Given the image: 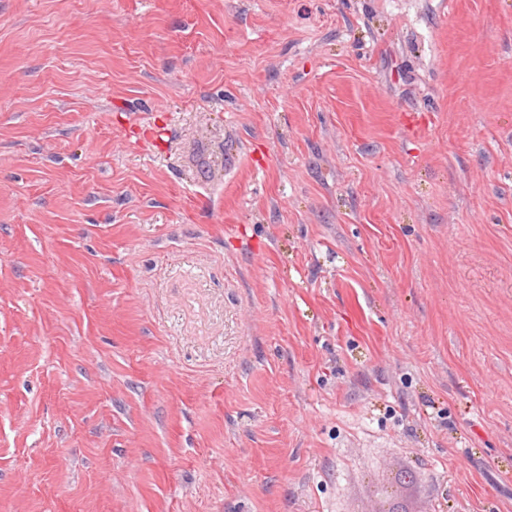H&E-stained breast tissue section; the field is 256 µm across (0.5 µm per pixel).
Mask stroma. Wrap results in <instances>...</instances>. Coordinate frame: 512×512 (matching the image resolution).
Instances as JSON below:
<instances>
[{
	"label": "stroma",
	"mask_w": 512,
	"mask_h": 512,
	"mask_svg": "<svg viewBox=\"0 0 512 512\" xmlns=\"http://www.w3.org/2000/svg\"><path fill=\"white\" fill-rule=\"evenodd\" d=\"M512 512V0H0V512Z\"/></svg>",
	"instance_id": "obj_1"
}]
</instances>
